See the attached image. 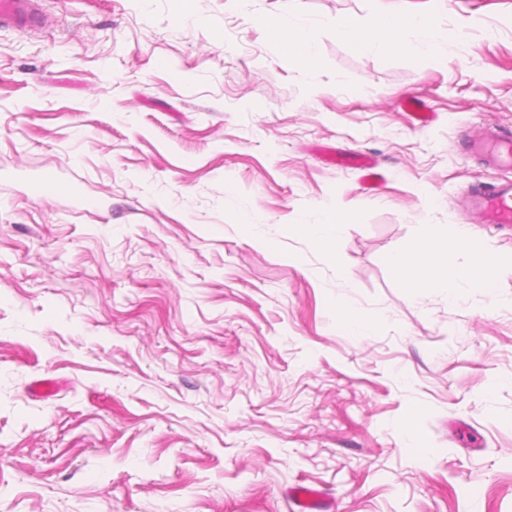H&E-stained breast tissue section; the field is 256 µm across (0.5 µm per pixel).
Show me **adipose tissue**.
Segmentation results:
<instances>
[{
  "mask_svg": "<svg viewBox=\"0 0 512 512\" xmlns=\"http://www.w3.org/2000/svg\"><path fill=\"white\" fill-rule=\"evenodd\" d=\"M260 22L287 47L300 66L314 65L318 29L302 20L298 0H286L279 14L261 16ZM334 29L338 38L361 52L383 43L396 52L438 56L457 46L454 36L444 35L431 14L406 11L396 2L379 12L369 25L340 19ZM411 29L419 32L418 41L405 40L406 31ZM421 234L420 250L397 253L391 258L400 285L419 295L440 292L452 302L464 288L492 292L502 263L500 256L486 250L478 239L459 227L450 230L425 224ZM452 249L460 254L453 263L448 260Z\"/></svg>",
  "mask_w": 512,
  "mask_h": 512,
  "instance_id": "ef3b65f1",
  "label": "adipose tissue"
}]
</instances>
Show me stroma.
<instances>
[{
	"label": "stroma",
	"instance_id": "1",
	"mask_svg": "<svg viewBox=\"0 0 512 512\" xmlns=\"http://www.w3.org/2000/svg\"><path fill=\"white\" fill-rule=\"evenodd\" d=\"M280 2L46 0L41 32L0 29V512H292L295 487L512 512V267L452 304L390 263L424 224L512 254L468 212L512 168L465 140L512 127V0H403L462 31L437 58L337 38L388 0H302L309 69L253 21ZM331 210L334 256L302 230ZM329 160L339 168L358 167L365 170L367 172L364 176L366 180H370L378 176L377 173L372 171L374 168L372 163L360 152L340 153L336 156L333 154ZM342 326L350 333L357 336H370L373 335L378 321L366 322L359 319L347 308H341Z\"/></svg>",
	"mask_w": 512,
	"mask_h": 512
}]
</instances>
